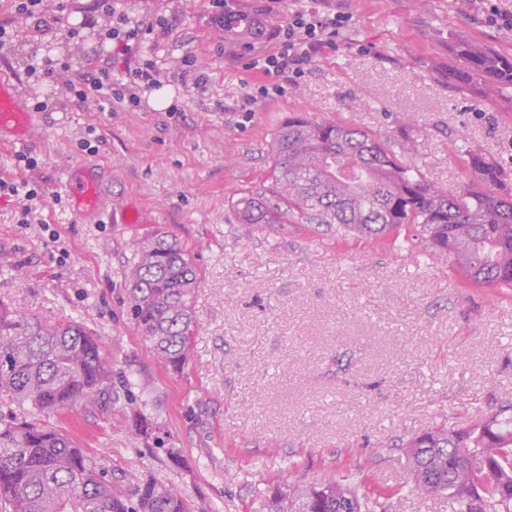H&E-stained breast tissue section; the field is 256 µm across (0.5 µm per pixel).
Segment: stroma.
<instances>
[{"mask_svg": "<svg viewBox=\"0 0 512 512\" xmlns=\"http://www.w3.org/2000/svg\"><path fill=\"white\" fill-rule=\"evenodd\" d=\"M262 27L257 39L216 30L208 0H123L131 21H165L143 53L162 70L137 106L76 104L58 93L34 113V136L0 132V180L42 178L32 204L0 198V300L32 316L94 330L115 380L106 407L43 416L65 430L118 491L145 477L173 488L192 512H267L275 488L336 478L382 512H450L447 496L413 493L404 445L416 434L464 427L512 403V288L467 281L453 255L418 242L396 251L374 238H337L318 224L242 226L238 202L269 185L271 144L291 112L333 119L388 141L410 138L402 164L457 194L466 152L512 166V88L484 96L449 79L455 40L512 55V29L486 20L485 0H228ZM47 33L0 0V70L25 104L52 93L27 74L48 57L74 73L89 62L120 78L123 58L104 37L110 20L64 0ZM298 11L339 13L332 43L291 78L265 75L277 29ZM79 29L70 38L69 29ZM208 74L178 90L184 59ZM98 152L83 151L87 134ZM34 155L37 172L15 165ZM97 174L104 202L139 224L77 213L68 177ZM165 228L200 274L193 348L181 371L160 364L131 320L133 244ZM147 399L129 405L120 376ZM168 432L177 460L155 452L141 419Z\"/></svg>", "mask_w": 512, "mask_h": 512, "instance_id": "stroma-1", "label": "stroma"}]
</instances>
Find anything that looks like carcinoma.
Instances as JSON below:
<instances>
[{"instance_id":"1","label":"carcinoma","mask_w":512,"mask_h":512,"mask_svg":"<svg viewBox=\"0 0 512 512\" xmlns=\"http://www.w3.org/2000/svg\"><path fill=\"white\" fill-rule=\"evenodd\" d=\"M456 77L486 96L512 87V56L460 41ZM381 137L334 120L290 113L272 146L268 193L239 202L244 224H324L345 236L382 239L401 248L402 230L452 253L477 285L512 287V168L468 155L481 183L455 196L421 170L397 161ZM128 300L141 341L172 370L185 364L193 336L198 274L190 253L164 232L134 248ZM0 390L28 406L31 419L0 417V512H190L177 491L146 480L128 496L68 434L34 416L107 405L112 369L82 323L29 317L0 302ZM407 456L421 494L448 493L453 512H512V405L464 428L411 439ZM269 512H366L351 487L312 482L277 490Z\"/></svg>"}]
</instances>
